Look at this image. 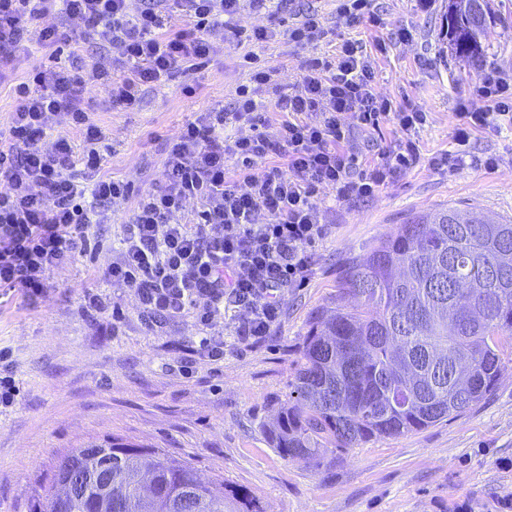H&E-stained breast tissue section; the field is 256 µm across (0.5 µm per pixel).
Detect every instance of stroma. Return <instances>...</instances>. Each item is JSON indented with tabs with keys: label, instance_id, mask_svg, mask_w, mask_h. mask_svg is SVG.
Masks as SVG:
<instances>
[{
	"label": "stroma",
	"instance_id": "obj_1",
	"mask_svg": "<svg viewBox=\"0 0 512 512\" xmlns=\"http://www.w3.org/2000/svg\"><path fill=\"white\" fill-rule=\"evenodd\" d=\"M380 27L340 25L336 0H288L280 15L292 25L315 6L329 27L375 53V90L397 107L419 108L427 121L414 132L419 163L374 196L334 203L322 194L326 232L311 247L309 283L282 294V317L265 340L245 345L224 338V357L199 355L192 318L148 330L134 294L94 277L111 263L113 246L133 201L114 207L112 221L94 228L97 247L50 273L46 293L28 300L0 295V347L13 352L23 384L18 405L0 413V512H30L38 481L57 458L89 441L120 438L191 462L202 478L222 479L258 499L265 512H512V360L494 392L459 416L411 433L375 438L321 461L284 458L267 423L288 398L300 351L316 311L333 301L338 272L349 257L396 232L409 217L445 206L512 221V123L482 129L463 149L467 163L452 170L433 157L457 148L452 130L460 98L484 68L512 82V0H487V51L480 65L454 60L441 33L448 0L421 9L418 0H375ZM408 29L399 41L396 33ZM31 26L28 49L0 83V132L16 100L14 86L49 53ZM206 68L147 88L132 109L113 105L102 85L88 89L90 117L104 134L101 171L143 190L160 181L169 143L202 113L231 109L235 90L254 65L275 70L281 83L299 77L302 54H331L335 43L305 51L280 35L257 49L228 46L211 36ZM499 158L484 167L485 156ZM96 287L111 309H87L82 295Z\"/></svg>",
	"mask_w": 512,
	"mask_h": 512
}]
</instances>
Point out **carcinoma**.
<instances>
[{
	"label": "carcinoma",
	"instance_id": "cac0c4a2",
	"mask_svg": "<svg viewBox=\"0 0 512 512\" xmlns=\"http://www.w3.org/2000/svg\"><path fill=\"white\" fill-rule=\"evenodd\" d=\"M450 47L469 63L486 52V0H448ZM512 223L492 224L455 206L410 217L349 259L340 296L313 318L288 402L269 427L288 459H321L382 436L459 415L489 394L512 348ZM58 457L31 512H99L101 488L58 502L81 472L112 468V512H264L245 490L207 482L192 463L112 439Z\"/></svg>",
	"mask_w": 512,
	"mask_h": 512
}]
</instances>
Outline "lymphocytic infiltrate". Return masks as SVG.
Instances as JSON below:
<instances>
[{
  "label": "lymphocytic infiltrate",
  "instance_id": "obj_1",
  "mask_svg": "<svg viewBox=\"0 0 512 512\" xmlns=\"http://www.w3.org/2000/svg\"><path fill=\"white\" fill-rule=\"evenodd\" d=\"M246 4L272 19L282 9L280 0H0V82L30 25L41 24L43 46L70 50L69 63L36 67L15 86L11 144L0 148L1 291L44 295L48 274L83 256L92 228L131 197L119 255L102 279L132 288L148 319L192 315L207 331L199 347L212 361L224 357V342L211 331L225 306L245 314L236 328L240 341L270 335L282 315L283 291L304 287L315 264L310 247L325 233L322 191L354 201L400 176L418 159L411 133L426 114L393 111L375 91L374 58L359 41L346 39L332 59L302 60L289 86L272 70H252L236 90L233 111L208 112L182 127L164 178L151 189L135 194L129 183L101 174L103 133L89 119V85L108 87L113 103L130 107L145 86L205 65L215 30L239 45L273 40L274 28L236 24ZM175 13L187 19L186 27L171 28ZM87 41L103 49L110 67L82 61ZM116 70L123 73L117 81ZM264 91L274 95L281 114L271 135ZM493 109L512 114V84L490 68L474 96L458 103L455 140L466 143L489 127ZM386 119L398 127V139L379 161L357 171L347 143L359 133L381 135ZM60 121L62 134L55 131ZM49 136L53 146L43 148ZM273 153L283 164H268ZM260 164L265 170L258 175Z\"/></svg>",
  "mask_w": 512,
  "mask_h": 512
}]
</instances>
